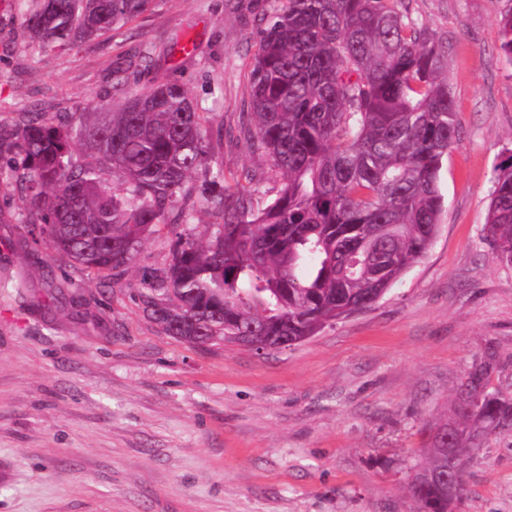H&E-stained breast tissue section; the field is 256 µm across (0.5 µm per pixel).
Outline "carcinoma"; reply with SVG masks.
I'll list each match as a JSON object with an SVG mask.
<instances>
[{
    "label": "carcinoma",
    "instance_id": "1",
    "mask_svg": "<svg viewBox=\"0 0 512 512\" xmlns=\"http://www.w3.org/2000/svg\"><path fill=\"white\" fill-rule=\"evenodd\" d=\"M499 49L512 64V0ZM150 0H29L32 41L70 49L147 11ZM242 133L283 176L259 202L254 176L206 197L215 217L201 243L170 219L192 173L208 163L207 117L174 81L121 112H29L0 127V159L20 155L14 187L47 249L98 277L134 263L148 236L175 237L159 279H143V312L169 336L288 346L369 307L426 254L444 208L439 172L456 142L442 40L404 0H271L259 18ZM80 140L89 160L71 162ZM120 170L130 196L112 188ZM487 232L512 266V156L494 170ZM492 365L468 372L448 435L458 465L480 429L512 430V397L484 392Z\"/></svg>",
    "mask_w": 512,
    "mask_h": 512
}]
</instances>
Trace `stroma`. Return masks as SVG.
<instances>
[{
  "label": "stroma",
  "instance_id": "obj_1",
  "mask_svg": "<svg viewBox=\"0 0 512 512\" xmlns=\"http://www.w3.org/2000/svg\"><path fill=\"white\" fill-rule=\"evenodd\" d=\"M446 40L459 137L444 158V212L426 256L371 308L282 350L194 345L143 312V276L171 261L167 232L97 278L30 233L0 182V512H420L410 492L425 427L452 418L471 367L512 395V267L486 239L494 167L512 156L506 0H405ZM23 0H0V126L27 112H118L153 85L189 90L224 141L231 185L282 177L239 133L258 0H152L70 49L40 46ZM127 62L117 73L118 62ZM200 167L177 208L207 240ZM456 512H512V431L488 432ZM507 7L499 21V49L504 59L512 64V1L506 0Z\"/></svg>",
  "mask_w": 512,
  "mask_h": 512
}]
</instances>
